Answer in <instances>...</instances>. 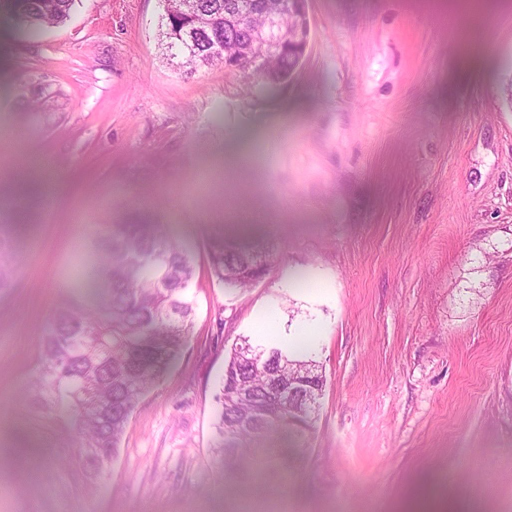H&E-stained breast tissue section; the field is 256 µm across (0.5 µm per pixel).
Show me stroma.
Masks as SVG:
<instances>
[{"mask_svg": "<svg viewBox=\"0 0 512 512\" xmlns=\"http://www.w3.org/2000/svg\"><path fill=\"white\" fill-rule=\"evenodd\" d=\"M274 92L158 46L162 0H76L31 33L0 0V224L21 260L0 293V512H405L450 493L512 512V0H307ZM157 218L196 267V318L107 476L67 501L19 391L74 278L78 235ZM259 241L251 288L210 265ZM276 335H268V328ZM308 344L311 429L274 434L283 472L214 454L239 338ZM210 260L219 282L235 289L249 288L268 271L269 251L250 249L217 240L211 247Z\"/></svg>", "mask_w": 512, "mask_h": 512, "instance_id": "35a3bbf8", "label": "stroma"}]
</instances>
